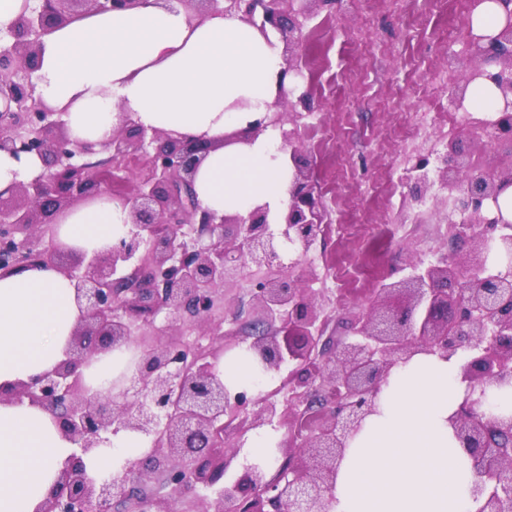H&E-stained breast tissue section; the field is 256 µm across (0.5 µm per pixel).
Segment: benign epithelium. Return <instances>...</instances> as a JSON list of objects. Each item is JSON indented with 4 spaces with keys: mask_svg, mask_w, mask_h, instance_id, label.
Listing matches in <instances>:
<instances>
[{
    "mask_svg": "<svg viewBox=\"0 0 512 512\" xmlns=\"http://www.w3.org/2000/svg\"><path fill=\"white\" fill-rule=\"evenodd\" d=\"M142 0H36L9 32L0 50V152L18 159L35 154L43 173L0 193V272L42 264L75 282L83 306L67 358L8 394L49 412L81 453L120 430L151 438L143 459L127 461L123 474L94 480L76 459L60 475L40 512H177L141 489L150 475H163L177 491L198 485L213 495L201 512H327L336 471L347 441L372 412L374 399L391 369L417 352L449 358L465 353L461 366L469 396L450 418L456 437L473 460V495L483 499L480 512H512V416L481 411L485 387L512 384V222L490 215L485 204H498L512 185V168L498 171L456 162L448 145L441 180L453 209L480 230L454 233L452 256L430 265L402 288L376 291L368 312L351 318L353 339L322 338L315 300L298 280L276 276L257 283L255 298L265 326L249 345L266 372L293 365L288 375V463L270 476L245 466L224 480L229 460L226 434L253 405L251 426L261 427L278 415L270 398L245 390L230 393L216 370L224 345L202 348L190 341H166L177 326L189 325L217 335L214 309L226 280L241 264L258 268L293 267L282 262L290 249L306 254L324 222L320 196L310 171L300 164L283 134L292 165L288 204L270 216L266 205L242 215L217 217L197 201L192 177L207 144L147 129L130 120L99 144L74 142L67 136L66 112L48 105L31 75L38 66L42 37L90 11L127 10ZM224 12L267 34L271 28L293 39L301 31L299 14L281 0H224ZM474 66L456 94L463 103L470 83L482 79L500 92L497 117L487 123L494 136L512 142V12L500 32L482 42L470 36ZM300 74L297 63L284 62L271 111L244 131L224 135V145L248 143L282 121L278 111L288 95L286 81ZM109 154L122 165L144 158L148 175L130 196L116 188L112 166L94 167L88 158ZM108 195L131 204V224L112 246L92 256L60 247L41 248L39 228L79 201ZM167 323L155 326L160 313ZM143 324L156 331L155 341L132 336ZM131 348L136 377L112 392H93L82 368L99 351Z\"/></svg>",
    "mask_w": 512,
    "mask_h": 512,
    "instance_id": "1",
    "label": "benign epithelium"
}]
</instances>
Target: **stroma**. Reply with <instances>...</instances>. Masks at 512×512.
<instances>
[{
    "label": "stroma",
    "instance_id": "obj_1",
    "mask_svg": "<svg viewBox=\"0 0 512 512\" xmlns=\"http://www.w3.org/2000/svg\"><path fill=\"white\" fill-rule=\"evenodd\" d=\"M469 35L466 0H333L314 7L300 41L283 50L310 93L298 141L327 225L295 273L322 306L327 334H344L343 318L373 299L375 284L342 297L336 279L368 262L382 225L395 231L380 258L384 282L450 252V225L460 216L439 183L448 144L464 164L512 168V143L483 129L491 113L453 95L472 65ZM422 159L424 180L415 169ZM257 275L247 265L224 285L220 330L237 348L252 340Z\"/></svg>",
    "mask_w": 512,
    "mask_h": 512
}]
</instances>
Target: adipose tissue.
Returning <instances> with one entry per match:
<instances>
[{"mask_svg": "<svg viewBox=\"0 0 512 512\" xmlns=\"http://www.w3.org/2000/svg\"><path fill=\"white\" fill-rule=\"evenodd\" d=\"M284 63L275 34L238 16L191 19L170 0L91 12L43 39L37 90L65 111L71 140L102 142L131 120L211 147L194 176L204 208L217 214L284 207L292 169L273 131L252 143L224 135L263 117ZM56 241L93 253L111 247L130 222V206L96 197L56 218ZM82 311L73 282L56 269L0 273V393L52 371L70 347ZM129 352L106 350L85 370L88 386L107 390L133 371ZM459 358L419 353L394 367L375 411L350 440L339 465L330 512H479L472 460L448 423L469 393ZM230 392L255 386L261 370L248 349L218 365ZM151 441L119 431L102 451L80 455L55 419L30 402L0 400V512H38L62 470L81 456L89 477L121 474Z\"/></svg>", "mask_w": 512, "mask_h": 512, "instance_id": "obj_1", "label": "adipose tissue"}]
</instances>
